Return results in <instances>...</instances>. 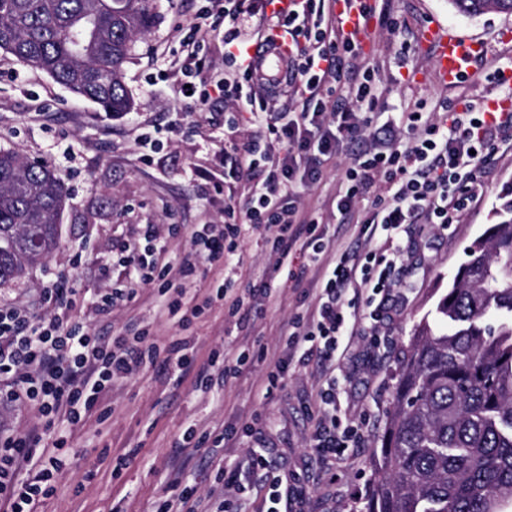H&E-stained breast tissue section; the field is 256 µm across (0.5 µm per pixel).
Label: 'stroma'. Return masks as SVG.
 <instances>
[{
  "label": "stroma",
  "instance_id": "35a3bbf8",
  "mask_svg": "<svg viewBox=\"0 0 512 512\" xmlns=\"http://www.w3.org/2000/svg\"><path fill=\"white\" fill-rule=\"evenodd\" d=\"M204 4L158 0L155 22L135 40L123 71L137 107L112 118L47 74L0 53V149L52 166L71 194L56 250L42 267L0 287V297L35 303L40 289L58 277L69 278L82 293H96L122 278L112 252L137 238L142 225H180V233L169 240L171 253L178 254L189 246L192 225L223 223L225 205L249 195L252 182L229 173L233 152L224 144L223 100L212 98L203 108L190 101L184 111L173 109L182 79L174 61L179 49L174 31L195 22ZM387 12L395 27L370 25L362 47L387 79V117L398 118L418 102L431 108L443 100L500 94L493 72L512 64V42L502 40L503 31L512 29V13L465 16L450 0H387ZM430 21L484 42V68L471 71L466 82L441 85L435 77V51L422 41ZM349 161V151H342L303 197L304 205L335 234L340 251L352 247L354 234L340 228L329 200ZM506 188H512V146L500 150L485 177L481 201L463 223L445 229L414 224L396 236L406 271L404 285L395 291L391 318L376 335L355 337L336 363L342 383L337 406L363 438L340 453L334 464L321 463L305 440L311 425L305 407L317 386L313 366L290 371L284 387L269 396L264 393V360L257 359L250 371L209 393L195 391L188 382L172 388L148 372L114 387L105 422L91 418L75 430L71 467L42 512H153L156 501L170 492L172 446L187 427L213 430L255 419L286 456L302 512H365L374 480L373 454L393 409L394 371L408 355L415 325L434 310L449 280L466 262L467 247L495 223L497 196ZM266 257L262 239L248 235L223 273H207L201 285L209 288L221 279L227 287L246 288ZM307 304L303 290L293 288L286 273H279L268 310L254 326L237 328L225 321L223 308L217 306L191 329L198 361H206L219 344L257 355L274 353L285 323ZM132 317L156 323L160 337L175 332L170 324L156 322L147 289L131 309L109 319L96 316L87 304L72 313L73 322L105 335ZM105 448L110 456H102ZM125 453L132 460L121 478L113 479L112 458Z\"/></svg>",
  "mask_w": 512,
  "mask_h": 512
}]
</instances>
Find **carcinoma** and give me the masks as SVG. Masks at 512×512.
Segmentation results:
<instances>
[{
    "instance_id": "1",
    "label": "carcinoma",
    "mask_w": 512,
    "mask_h": 512,
    "mask_svg": "<svg viewBox=\"0 0 512 512\" xmlns=\"http://www.w3.org/2000/svg\"><path fill=\"white\" fill-rule=\"evenodd\" d=\"M468 16L512 0H452ZM155 0H0V52L46 73L107 116L135 101L122 70ZM42 162L0 151V285L42 264L69 205ZM468 247L415 327L376 451L366 512H503L512 502V199Z\"/></svg>"
}]
</instances>
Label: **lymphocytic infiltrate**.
<instances>
[{
  "mask_svg": "<svg viewBox=\"0 0 512 512\" xmlns=\"http://www.w3.org/2000/svg\"><path fill=\"white\" fill-rule=\"evenodd\" d=\"M209 2L201 21L179 33V69L192 82L196 105L207 104L212 91L223 92L232 112L229 132L244 121L256 126L255 136L235 147L236 172L254 179L255 191L243 203L227 205L223 223L194 225L189 249L174 263L165 256L157 225H143L136 240L118 248L123 279L99 291L93 306L107 317L131 306L147 288L160 314L174 319L181 333L218 302L228 318L245 326L257 316L258 300L271 298L274 275L293 249L306 253L317 291L305 314L289 319L282 350L268 366L267 387H283L290 365H318L317 415L308 446L328 463L356 438L336 415V359L367 324L388 317L404 261L375 246L361 255L333 250L326 228L302 207V196L349 144L354 152L334 201L341 223L357 226L358 237L370 228L389 237L408 224L458 223L481 198L485 168L501 145L512 142V109L492 108L488 97L463 98L447 105L440 119L418 106L400 121L382 120L379 70L364 62L360 44L343 33L337 0H300L286 15L267 13L257 0ZM213 16L224 22V72L214 84L198 85L194 79L205 65ZM276 28L295 44L286 81L301 103L297 109L271 106L247 63L248 47ZM248 230L270 246V264L258 285L199 294L194 284L202 268H223ZM78 295L59 278L42 289L38 305L0 300V409L34 413L25 431L0 429V512H39L56 494L73 428L93 415L107 418L114 386L159 371L176 386L194 375L196 386L208 391L254 364L249 351L220 346L197 365L181 333L163 339L134 319L112 335L92 333L68 321ZM240 431L250 437L260 429L252 423L240 430L191 426L175 442V452L221 448ZM251 474L263 482V512H285L288 475L281 455L253 450L232 464L217 461L207 493H200L197 482L175 478L155 512H250Z\"/></svg>",
  "mask_w": 512,
  "mask_h": 512,
  "instance_id": "obj_1",
  "label": "lymphocytic infiltrate"
}]
</instances>
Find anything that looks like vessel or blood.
Returning a JSON list of instances; mask_svg holds the SVG:
<instances>
[{"instance_id": "1", "label": "vessel or blood", "mask_w": 512, "mask_h": 512, "mask_svg": "<svg viewBox=\"0 0 512 512\" xmlns=\"http://www.w3.org/2000/svg\"><path fill=\"white\" fill-rule=\"evenodd\" d=\"M336 15L349 37L360 43L365 41L369 23L361 16L355 0H338ZM423 39L435 49L436 78L444 85L456 83L465 65L475 63L485 52L482 43L457 36L435 22L424 28ZM249 53L259 57L264 69L280 71L292 53L291 41L277 30L271 41L252 45Z\"/></svg>"}]
</instances>
